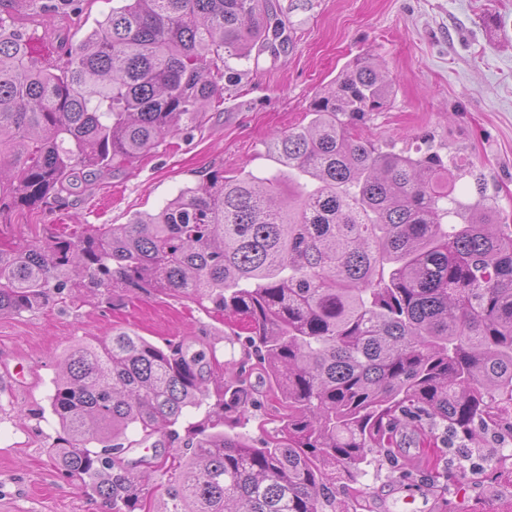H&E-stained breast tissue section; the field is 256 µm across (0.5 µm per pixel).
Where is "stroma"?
I'll return each mask as SVG.
<instances>
[{
  "instance_id": "1",
  "label": "stroma",
  "mask_w": 512,
  "mask_h": 512,
  "mask_svg": "<svg viewBox=\"0 0 512 512\" xmlns=\"http://www.w3.org/2000/svg\"><path fill=\"white\" fill-rule=\"evenodd\" d=\"M286 41L258 60L231 61L238 81L225 84L224 102L200 128L167 136L126 172L73 189L65 207L18 211L0 225V238L41 240L74 234L85 224H126L154 212L213 169L232 176L275 167L266 151L272 134L307 124L306 107L350 60L377 58L392 80L385 112L362 133L407 149L431 140L441 154L465 158L471 173L459 200L472 203L477 185L512 224V0H274ZM129 329L156 345L193 339L215 345L219 361L240 358L227 321L212 304L161 293H77L67 306L0 315V512H107L63 476L49 455L59 432L49 396L59 364L80 341L104 340ZM21 370V382L11 380ZM365 512H398L415 494L423 512H503L512 503V471L448 490L425 473L412 484L395 478L394 464L377 458L360 478Z\"/></svg>"
}]
</instances>
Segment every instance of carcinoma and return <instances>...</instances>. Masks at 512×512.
Returning a JSON list of instances; mask_svg holds the SVG:
<instances>
[{
	"label": "carcinoma",
	"mask_w": 512,
	"mask_h": 512,
	"mask_svg": "<svg viewBox=\"0 0 512 512\" xmlns=\"http://www.w3.org/2000/svg\"><path fill=\"white\" fill-rule=\"evenodd\" d=\"M82 2L0 0V224L64 203L78 170L110 175L201 126L229 60L277 51L285 30L269 0H118L57 57L32 55L20 17L72 21ZM392 96L358 56L307 125L269 141L275 170H214L127 224L0 243V314L103 288L209 302L248 326L224 383L216 346L196 340L117 329L68 349L50 451L111 512L139 508L123 461L149 441L190 450L168 512H351L362 465L395 455L404 428L430 449L512 441V224L485 196H454L462 158L354 134ZM256 371L286 408L257 443L235 431Z\"/></svg>",
	"instance_id": "obj_1"
}]
</instances>
